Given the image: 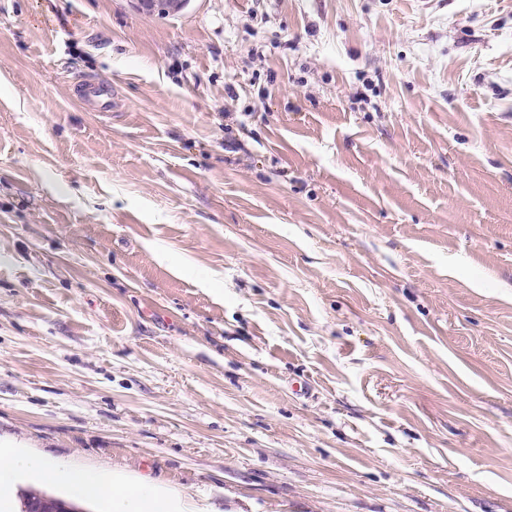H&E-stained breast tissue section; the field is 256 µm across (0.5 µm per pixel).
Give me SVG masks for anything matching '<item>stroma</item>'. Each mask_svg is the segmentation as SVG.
Returning <instances> with one entry per match:
<instances>
[{"label": "stroma", "instance_id": "obj_1", "mask_svg": "<svg viewBox=\"0 0 512 512\" xmlns=\"http://www.w3.org/2000/svg\"><path fill=\"white\" fill-rule=\"evenodd\" d=\"M6 438L215 512H512V0H0ZM81 100L95 112H108L112 108V94L107 85L84 83L80 90Z\"/></svg>", "mask_w": 512, "mask_h": 512}]
</instances>
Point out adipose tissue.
Listing matches in <instances>:
<instances>
[{
	"instance_id": "1",
	"label": "adipose tissue",
	"mask_w": 512,
	"mask_h": 512,
	"mask_svg": "<svg viewBox=\"0 0 512 512\" xmlns=\"http://www.w3.org/2000/svg\"><path fill=\"white\" fill-rule=\"evenodd\" d=\"M20 476L101 500L108 512H212L211 507L154 482L90 466L63 465L12 442L0 448V512H6L10 489Z\"/></svg>"
}]
</instances>
